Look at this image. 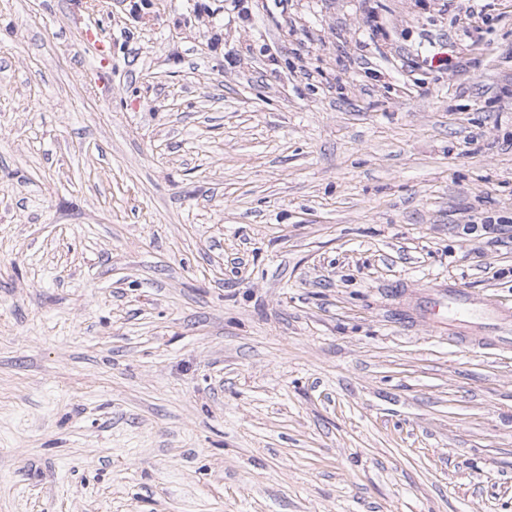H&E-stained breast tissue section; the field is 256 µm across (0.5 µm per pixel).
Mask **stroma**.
Masks as SVG:
<instances>
[{
	"mask_svg": "<svg viewBox=\"0 0 512 512\" xmlns=\"http://www.w3.org/2000/svg\"><path fill=\"white\" fill-rule=\"evenodd\" d=\"M441 283L512 308V0H0V512H512Z\"/></svg>",
	"mask_w": 512,
	"mask_h": 512,
	"instance_id": "obj_1",
	"label": "stroma"
}]
</instances>
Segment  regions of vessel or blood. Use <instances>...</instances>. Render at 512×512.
Masks as SVG:
<instances>
[{
    "label": "vessel or blood",
    "instance_id": "1",
    "mask_svg": "<svg viewBox=\"0 0 512 512\" xmlns=\"http://www.w3.org/2000/svg\"><path fill=\"white\" fill-rule=\"evenodd\" d=\"M423 312L436 325L452 327L458 334L466 328L467 317L477 316L498 328L495 343L512 344V311L496 302L478 301L462 289L451 286L436 290L426 298Z\"/></svg>",
    "mask_w": 512,
    "mask_h": 512
}]
</instances>
